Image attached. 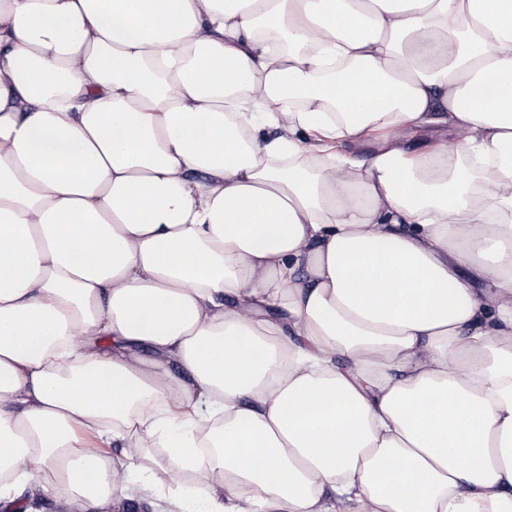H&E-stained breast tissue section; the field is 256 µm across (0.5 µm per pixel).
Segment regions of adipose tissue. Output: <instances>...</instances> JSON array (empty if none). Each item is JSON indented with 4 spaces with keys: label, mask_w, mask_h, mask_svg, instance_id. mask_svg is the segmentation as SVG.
<instances>
[{
    "label": "adipose tissue",
    "mask_w": 512,
    "mask_h": 512,
    "mask_svg": "<svg viewBox=\"0 0 512 512\" xmlns=\"http://www.w3.org/2000/svg\"><path fill=\"white\" fill-rule=\"evenodd\" d=\"M507 74L512 0H0V504L512 512ZM14 512H70V507L63 499L45 497L33 485L11 505Z\"/></svg>",
    "instance_id": "1"
}]
</instances>
